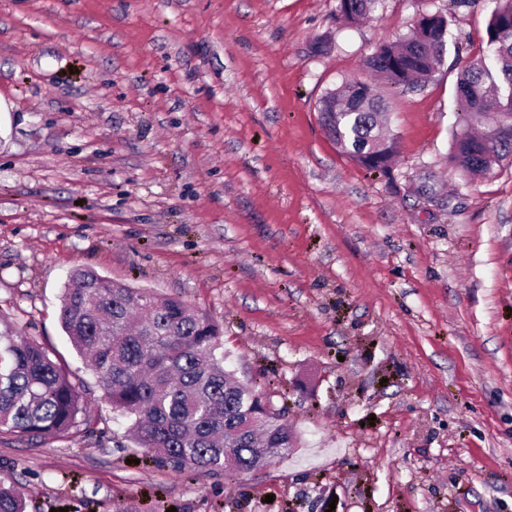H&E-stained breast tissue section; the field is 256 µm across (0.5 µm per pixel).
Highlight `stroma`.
<instances>
[{
    "label": "stroma",
    "mask_w": 512,
    "mask_h": 512,
    "mask_svg": "<svg viewBox=\"0 0 512 512\" xmlns=\"http://www.w3.org/2000/svg\"><path fill=\"white\" fill-rule=\"evenodd\" d=\"M337 5L0 0V330L84 400L64 436L0 433L26 512H512V159L478 180L449 161L492 4ZM437 10L447 50L390 98L391 174L367 170L318 100ZM78 268L215 321L293 447L245 476L150 463L61 328ZM381 0H339L338 19L353 23L374 15L381 6Z\"/></svg>",
    "instance_id": "35a3bbf8"
}]
</instances>
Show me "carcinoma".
<instances>
[{
  "label": "carcinoma",
  "mask_w": 512,
  "mask_h": 512,
  "mask_svg": "<svg viewBox=\"0 0 512 512\" xmlns=\"http://www.w3.org/2000/svg\"><path fill=\"white\" fill-rule=\"evenodd\" d=\"M495 3L487 45L494 63L478 58L456 88L467 127L455 135L451 159L465 175H489L512 156V0ZM381 0H338V19L353 23L374 15ZM447 15L435 12L397 42L384 45L366 68L391 88L426 81L446 46ZM499 121L494 159L472 169L470 154L484 150L485 137L470 131L490 104ZM328 134L342 154L385 175L395 146L381 149L383 96L362 81H347L320 98ZM60 321L77 352L92 361L103 398L129 421L137 447L161 467L179 474H218L254 469L293 445L280 413L224 370L220 326L177 296L133 288L94 271L73 272L65 284ZM82 393L67 373L33 340L0 332V431L19 440L60 436L82 413ZM21 492L0 484V512H25Z\"/></svg>",
  "instance_id": "obj_1"
}]
</instances>
